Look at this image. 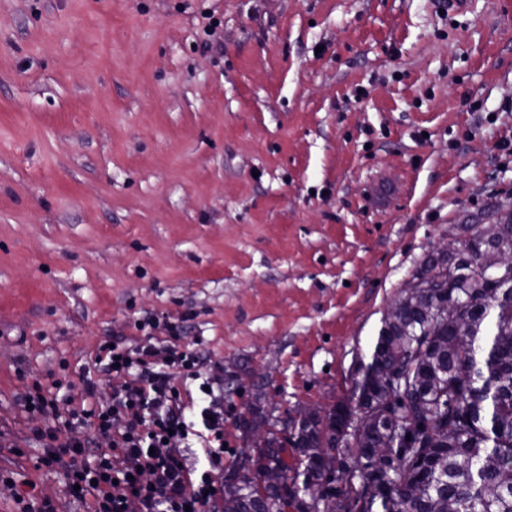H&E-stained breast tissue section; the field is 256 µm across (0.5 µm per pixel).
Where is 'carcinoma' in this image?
<instances>
[{
    "instance_id": "carcinoma-1",
    "label": "carcinoma",
    "mask_w": 512,
    "mask_h": 512,
    "mask_svg": "<svg viewBox=\"0 0 512 512\" xmlns=\"http://www.w3.org/2000/svg\"><path fill=\"white\" fill-rule=\"evenodd\" d=\"M455 230L465 239L422 261L425 287L399 294L334 413L239 416L247 449L224 470L222 512H512V270L483 271L512 251V213L491 242ZM445 297L469 305L441 315ZM273 469L285 480L262 496Z\"/></svg>"
}]
</instances>
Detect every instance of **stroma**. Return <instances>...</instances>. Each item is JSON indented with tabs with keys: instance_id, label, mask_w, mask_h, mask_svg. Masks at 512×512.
Wrapping results in <instances>:
<instances>
[{
	"instance_id": "stroma-1",
	"label": "stroma",
	"mask_w": 512,
	"mask_h": 512,
	"mask_svg": "<svg viewBox=\"0 0 512 512\" xmlns=\"http://www.w3.org/2000/svg\"><path fill=\"white\" fill-rule=\"evenodd\" d=\"M511 211L512 0H0V432L189 310L232 463L240 412L342 399L449 229Z\"/></svg>"
}]
</instances>
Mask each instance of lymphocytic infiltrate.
<instances>
[{"label": "lymphocytic infiltrate", "mask_w": 512, "mask_h": 512, "mask_svg": "<svg viewBox=\"0 0 512 512\" xmlns=\"http://www.w3.org/2000/svg\"><path fill=\"white\" fill-rule=\"evenodd\" d=\"M191 318L139 319V338L113 332L99 340L79 382L25 386L17 400L31 425L9 448L38 449L35 468L62 474L85 512H219L224 380L219 364L182 344ZM194 447L205 467L188 464Z\"/></svg>", "instance_id": "obj_1"}]
</instances>
